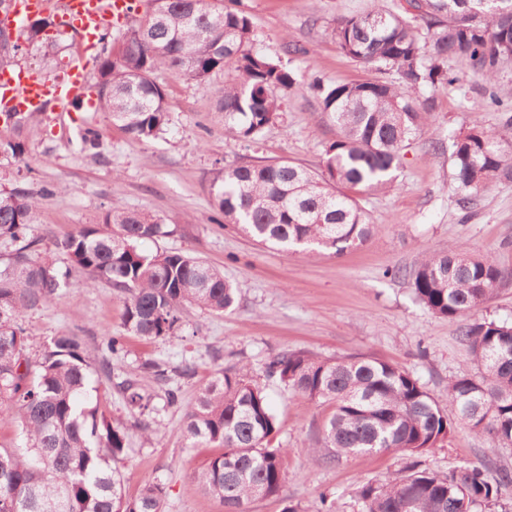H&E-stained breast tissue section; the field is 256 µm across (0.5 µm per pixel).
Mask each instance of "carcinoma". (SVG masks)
Returning a JSON list of instances; mask_svg holds the SVG:
<instances>
[{
    "label": "carcinoma",
    "mask_w": 512,
    "mask_h": 512,
    "mask_svg": "<svg viewBox=\"0 0 512 512\" xmlns=\"http://www.w3.org/2000/svg\"><path fill=\"white\" fill-rule=\"evenodd\" d=\"M410 8H372L340 16L330 26L338 48L384 78L352 83L320 79L303 85L278 58L252 48L248 15L224 0H151L145 18L100 58V107L138 139L156 137L168 122L165 90L154 74L165 69L204 81L216 70L237 78L218 102L226 134L256 142L292 91H309L323 118L336 128L319 169L290 161L225 167L210 182L212 206L247 237L309 255L340 254L365 243L374 222L359 196L394 187L404 149L421 134L434 110V94L460 81L448 60L461 59L485 82L488 103L504 112L501 129L473 126L452 143L457 205H468L490 185L512 181V106L493 84L512 61V0H409ZM49 18L28 21L20 35L40 39ZM37 202L25 187L0 189V421H19L25 445L0 444V512H163L164 487L147 481L126 494L114 467L129 443L126 427L88 399L96 373L80 336L50 340L37 360L28 354L21 314L68 286L69 271L35 257L40 239L29 236ZM169 234L164 220L115 204L96 224L56 238L46 251L63 252L70 265L127 294L126 332L151 341L181 329L184 306L222 314L238 303L239 289L224 271L180 252H147L141 245ZM417 302L431 314L460 320V340L474 361L473 375L448 379L457 421L486 434L497 448L512 447V323L468 319L505 277L495 258H475L462 244L425 255L397 270ZM264 376L294 393L332 407L312 458L402 452L403 473L362 482L354 512H509L500 504L504 474L467 464L448 472L421 457L448 437V414L410 372L367 355L320 359L283 350L263 365ZM127 403L144 416L150 397L132 373L121 386ZM278 421L264 389L244 367L228 366L201 388L184 413L192 448L219 452L194 479L224 504L247 512L255 498L277 496L287 449L273 446Z\"/></svg>",
    "instance_id": "cac0c4a2"
}]
</instances>
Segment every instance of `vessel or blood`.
<instances>
[{
	"mask_svg": "<svg viewBox=\"0 0 512 512\" xmlns=\"http://www.w3.org/2000/svg\"><path fill=\"white\" fill-rule=\"evenodd\" d=\"M142 0H13L8 14L11 25H22L31 16L48 12L71 22L88 40L102 30L131 24L140 13ZM86 64L77 60L53 79L33 70L0 69V113L43 112L47 106L65 110L84 96Z\"/></svg>",
	"mask_w": 512,
	"mask_h": 512,
	"instance_id": "1",
	"label": "vessel or blood"
}]
</instances>
